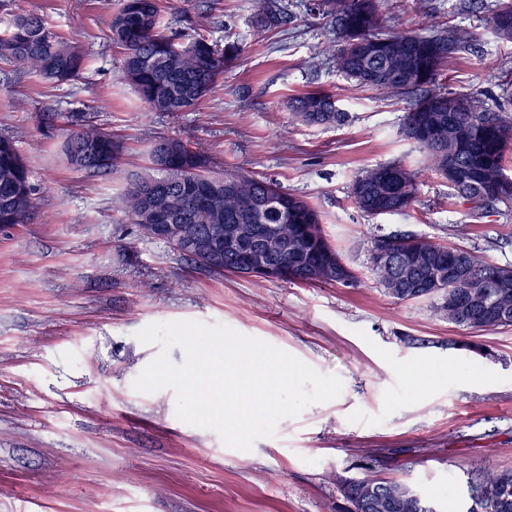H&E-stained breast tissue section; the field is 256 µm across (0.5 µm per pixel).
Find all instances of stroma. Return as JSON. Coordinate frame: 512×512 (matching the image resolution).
<instances>
[{"instance_id":"1","label":"stroma","mask_w":512,"mask_h":512,"mask_svg":"<svg viewBox=\"0 0 512 512\" xmlns=\"http://www.w3.org/2000/svg\"><path fill=\"white\" fill-rule=\"evenodd\" d=\"M498 0H384L386 27L469 34L448 62V89L501 95L512 44L485 18ZM38 12L80 45L88 65L54 84L0 62V136L14 138L37 188L32 223L0 228V512H340L342 477L371 467L467 512L470 484L512 469V327L478 333L493 358L447 347L462 329L424 302L384 295L370 268L375 236L411 232L495 264H512V213L473 219L469 204L426 169L400 133L407 100L356 89L325 52L332 36L301 14L287 30L254 26L256 0H170L165 25L225 33L244 46L195 111L149 112L120 78L108 38L119 0H0V32L16 7ZM333 94L337 127L293 123L289 97ZM108 111H97L99 100ZM58 113L53 129L43 115ZM90 120L121 152L105 174L73 169L62 151ZM196 144L220 174L237 168L305 197L360 285L303 284L199 270L145 237L112 199L150 173L155 137ZM392 161L421 169L414 205L371 218L349 196L363 170ZM201 321L284 350L343 389L278 422L252 450L179 421L175 394L137 392L158 354L136 334L153 323ZM432 339L409 348L400 335Z\"/></svg>"}]
</instances>
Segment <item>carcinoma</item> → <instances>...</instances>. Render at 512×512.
Returning <instances> with one entry per match:
<instances>
[{
	"label": "carcinoma",
	"mask_w": 512,
	"mask_h": 512,
	"mask_svg": "<svg viewBox=\"0 0 512 512\" xmlns=\"http://www.w3.org/2000/svg\"><path fill=\"white\" fill-rule=\"evenodd\" d=\"M254 24L262 30L288 26L294 16L286 0H257ZM382 0H308L310 16L331 26L329 32L340 48L332 49L330 61L355 88L397 93L409 99L402 132L426 153L427 170L448 179L443 167L456 159L464 174L462 186L448 184L453 195L473 204L477 214L487 208L512 210V179L503 180L505 158L512 151V114L489 108L479 94H460L441 87L440 79L448 57L467 47V38L458 31H438L422 35L389 31L379 21ZM488 24L502 40L512 42V0H499ZM109 38L124 51L122 76L139 99L153 112L177 115L196 109L200 100L216 85L224 70L244 52L239 40L224 38V47L198 32L163 26L162 0H120L109 23ZM0 59L15 63L23 74H35L56 82L68 81L87 66V55L55 34L46 19L35 11L19 8L0 33ZM293 118L308 126H336L346 113L324 90L300 93L288 99ZM90 143L96 158L79 167L87 173L112 169L120 145L112 135L92 123L68 130L64 145ZM176 150L166 160H155L158 175L139 177L117 196V207L131 223L143 200L147 183H164L175 203L174 223L199 227L214 224L215 209L209 201L210 189L202 182L211 167L209 158L181 138L173 139ZM235 180L224 189L219 208L223 224H252V247L262 245L270 232L299 249L296 259H288L292 272L277 279L303 283L324 282L322 269L341 258L323 230L320 215L306 199L283 190L268 178L243 170L226 171L216 179ZM419 173L400 162L368 168L350 185L349 196L369 217L402 213L411 208L418 194ZM36 187L15 141L0 137V226L28 224L36 213ZM390 246L396 267H372L378 283L386 285L399 275L425 279L433 270L445 272L444 286L456 287V269L465 254L478 283H489L486 303L480 314L452 312L429 299L440 317L471 333L512 326V265L481 259L469 250L441 244L421 243L415 234H388L374 239L370 252L380 244ZM185 259L209 272L237 271L240 258L224 253V266L209 267L200 256L179 251ZM395 479L368 473L343 478L339 490L346 502L365 498L369 487L384 489ZM484 496L469 512H512V471H489L477 481Z\"/></svg>",
	"instance_id": "cac0c4a2"
}]
</instances>
